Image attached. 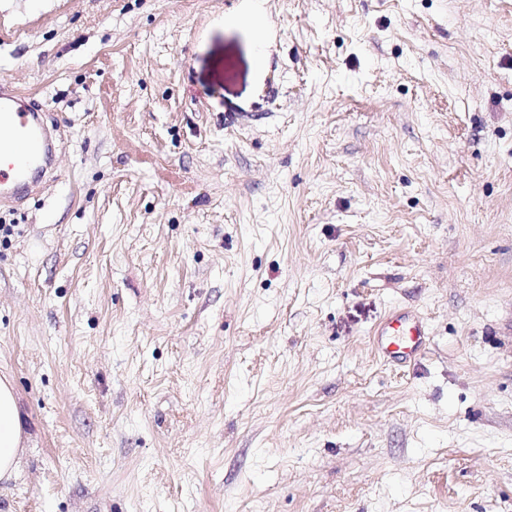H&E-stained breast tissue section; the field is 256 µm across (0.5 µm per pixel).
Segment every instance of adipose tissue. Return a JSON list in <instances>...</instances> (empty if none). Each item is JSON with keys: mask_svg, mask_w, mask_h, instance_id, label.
Returning <instances> with one entry per match:
<instances>
[{"mask_svg": "<svg viewBox=\"0 0 512 512\" xmlns=\"http://www.w3.org/2000/svg\"><path fill=\"white\" fill-rule=\"evenodd\" d=\"M25 431L20 403L12 379L0 377V480L14 478L25 452Z\"/></svg>", "mask_w": 512, "mask_h": 512, "instance_id": "1", "label": "adipose tissue"}]
</instances>
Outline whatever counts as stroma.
<instances>
[{
  "label": "stroma",
  "mask_w": 512,
  "mask_h": 512,
  "mask_svg": "<svg viewBox=\"0 0 512 512\" xmlns=\"http://www.w3.org/2000/svg\"><path fill=\"white\" fill-rule=\"evenodd\" d=\"M2 78L0 512H512V0H0ZM25 101L6 79L0 82V204L23 201L53 174V134L44 113ZM37 174V176H34ZM376 343L387 360L404 365L416 363L425 345V323L410 311H395L375 333ZM28 437L14 383L5 374L0 377V480L14 478Z\"/></svg>",
  "instance_id": "35a3bbf8"
}]
</instances>
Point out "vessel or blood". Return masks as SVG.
<instances>
[{"instance_id":"obj_1","label":"vessel or blood","mask_w":512,"mask_h":512,"mask_svg":"<svg viewBox=\"0 0 512 512\" xmlns=\"http://www.w3.org/2000/svg\"><path fill=\"white\" fill-rule=\"evenodd\" d=\"M53 134L40 110L25 106L9 81L0 82V204L23 201L52 175ZM423 320L409 311H395L376 333L387 360L416 363L425 345Z\"/></svg>"}]
</instances>
